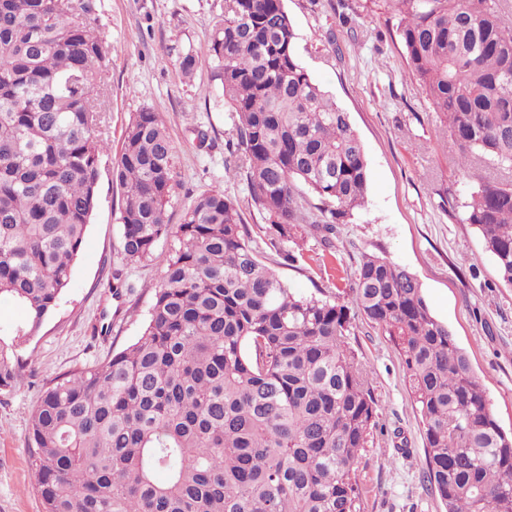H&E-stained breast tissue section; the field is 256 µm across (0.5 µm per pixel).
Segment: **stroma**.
Masks as SVG:
<instances>
[{
	"mask_svg": "<svg viewBox=\"0 0 512 512\" xmlns=\"http://www.w3.org/2000/svg\"><path fill=\"white\" fill-rule=\"evenodd\" d=\"M99 23L112 43L101 94L103 128L119 146L130 117L146 107L164 114L174 145L175 191L166 208L181 223L187 205L221 189L235 199L255 239L267 216L252 205L243 181L225 173V146L235 116L208 64L183 78L177 62L207 45L224 0H98ZM298 34L300 64L347 112L365 148L364 208L336 227L332 247L311 233L297 266L282 264L270 246L265 264L291 289L340 293L363 254H377L414 272L432 314L445 323L485 384L490 410L512 432V286L502 283L473 225L464 221L479 180L455 163L458 147L410 72L388 0H284ZM352 22L340 26L339 13ZM206 130L198 144L197 130ZM121 191L101 180L69 288L23 355V383L0 393V512H42L28 447L33 411L45 383L75 367H91L134 343L160 283L169 248L156 260L126 262L120 253ZM122 269L130 289L113 299L106 283ZM351 347L365 364L378 405L379 427L361 450L356 470L362 512H445L422 481L424 441L401 357L383 330L354 315Z\"/></svg>",
	"mask_w": 512,
	"mask_h": 512,
	"instance_id": "1",
	"label": "stroma"
}]
</instances>
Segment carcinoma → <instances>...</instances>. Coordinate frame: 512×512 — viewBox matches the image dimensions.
Instances as JSON below:
<instances>
[{
    "label": "carcinoma",
    "instance_id": "cac0c4a2",
    "mask_svg": "<svg viewBox=\"0 0 512 512\" xmlns=\"http://www.w3.org/2000/svg\"><path fill=\"white\" fill-rule=\"evenodd\" d=\"M390 3L457 165L500 172L465 222L512 285V30L496 0ZM296 39L283 0H224L209 43L178 62L187 78L211 64L236 114L225 172L246 182L291 266L301 253L286 245L311 229L329 243L368 187L349 113L300 64ZM111 55L97 0H0V299L24 311L0 336V392L23 382L19 351L58 306L98 205L108 142L97 88ZM111 176L125 260H153L161 239L170 248L137 340L46 383L28 435L43 512H361L356 463L378 423L348 342L352 308L403 360L446 512H512V435L415 274L365 254L348 302L299 294L221 189L168 223L174 146L154 108L131 118Z\"/></svg>",
    "mask_w": 512,
    "mask_h": 512
}]
</instances>
